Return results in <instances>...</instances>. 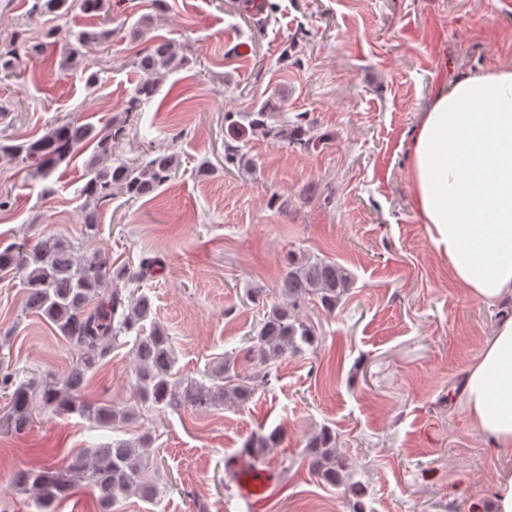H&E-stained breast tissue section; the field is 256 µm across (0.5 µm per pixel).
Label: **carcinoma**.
Returning a JSON list of instances; mask_svg holds the SVG:
<instances>
[{"instance_id":"carcinoma-1","label":"carcinoma","mask_w":512,"mask_h":512,"mask_svg":"<svg viewBox=\"0 0 512 512\" xmlns=\"http://www.w3.org/2000/svg\"><path fill=\"white\" fill-rule=\"evenodd\" d=\"M75 1L82 11L96 13L103 21L101 30L75 35V42L65 48L61 67H82L87 74L86 85L93 87L99 81L96 63L85 59L82 48L109 40L112 0H35L32 11L40 15L67 13ZM56 36L55 29L47 28L40 41L32 44L26 32L18 31L9 44H1L0 82L15 76L20 47L26 45L39 53ZM187 62L173 44H153L137 59V66L148 78L136 86L121 117L112 118L99 130L75 120L59 121L37 139L0 142V159L21 163L46 177L85 144H96L80 189L84 198L82 234L87 239L95 238L102 205L120 197L134 202L175 179L178 164L172 154L146 149L124 158L119 153L144 106L156 97L169 73ZM244 117L255 136L304 147L317 140L313 122L302 114L293 122L288 120L273 98L244 113ZM229 166L252 168L237 138L224 141V167ZM164 266V258L149 251L141 254L135 268L118 265L105 251L82 253L71 240L56 235L41 237L32 244L24 239L0 244V276H18L26 308L55 326L79 354L76 364L61 378L33 377L20 383L9 359L1 354L0 398L5 401L6 412L0 417V428L16 433L28 430L39 408L86 416L105 428L137 419L139 413L131 407L110 401L89 404L82 397L88 373L106 364L112 342L122 335L133 342L136 370L131 390L138 404L162 411L190 408L206 412L226 404L244 407L259 389L271 383L273 369L287 354L315 342L314 326L299 317L306 298L316 297L322 309L330 313L353 285L348 270L334 261L317 258L288 262V271L272 288L278 300L263 306L262 319L243 338L245 357L256 365V371L243 376L237 371L236 358L228 357L201 380L182 379L175 371L172 338L164 326L150 320L151 297L134 287L154 278ZM120 283L130 288L123 290L118 287ZM148 320L149 326L145 325ZM153 443L149 432L132 440H115L102 448L72 454L63 469L47 463L31 466L19 472L14 483L37 495L41 512H57V502L84 481L98 493L100 512H110L121 497L137 494L148 500L156 495L155 487L142 478ZM306 452L309 465L321 479L334 486L347 484L348 464L336 448V433L330 427H321L309 438Z\"/></svg>"}]
</instances>
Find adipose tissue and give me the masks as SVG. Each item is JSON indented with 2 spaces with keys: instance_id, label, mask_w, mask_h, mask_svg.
<instances>
[{
  "instance_id": "1",
  "label": "adipose tissue",
  "mask_w": 512,
  "mask_h": 512,
  "mask_svg": "<svg viewBox=\"0 0 512 512\" xmlns=\"http://www.w3.org/2000/svg\"><path fill=\"white\" fill-rule=\"evenodd\" d=\"M413 204L454 277L488 306L512 301V68L440 84L411 147ZM457 401L512 454V316L466 372Z\"/></svg>"
}]
</instances>
